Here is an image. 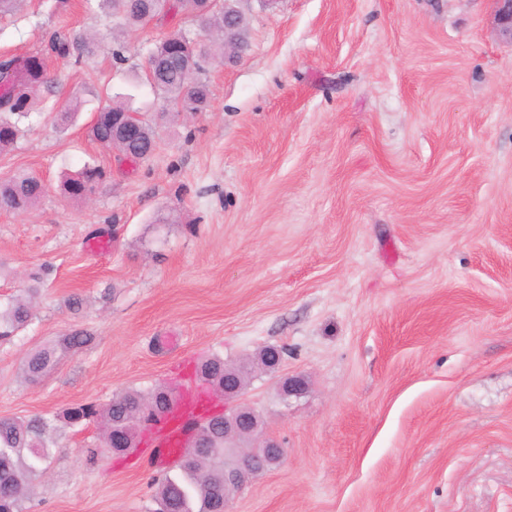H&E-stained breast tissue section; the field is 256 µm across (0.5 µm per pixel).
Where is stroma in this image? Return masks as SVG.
I'll return each mask as SVG.
<instances>
[{
    "mask_svg": "<svg viewBox=\"0 0 512 512\" xmlns=\"http://www.w3.org/2000/svg\"><path fill=\"white\" fill-rule=\"evenodd\" d=\"M54 5L0 22V56L60 27L102 47L49 59L55 87L0 153V179L47 186L25 211L0 207V299L51 270L30 325L0 343V418L56 423L23 512H152L164 467L147 443L100 453V425L62 412L178 389L205 357L267 345L282 364L239 401L284 456L232 512H512V45L492 0H238L247 50L207 65L206 111L178 114L138 75L157 40L198 26L131 30L117 64L111 18ZM112 94L156 114L150 159L90 139ZM87 163L110 179L61 194ZM99 236L111 249L88 251ZM76 329L93 343L25 382L28 355ZM292 376L308 388L281 402Z\"/></svg>",
    "mask_w": 512,
    "mask_h": 512,
    "instance_id": "obj_1",
    "label": "stroma"
}]
</instances>
